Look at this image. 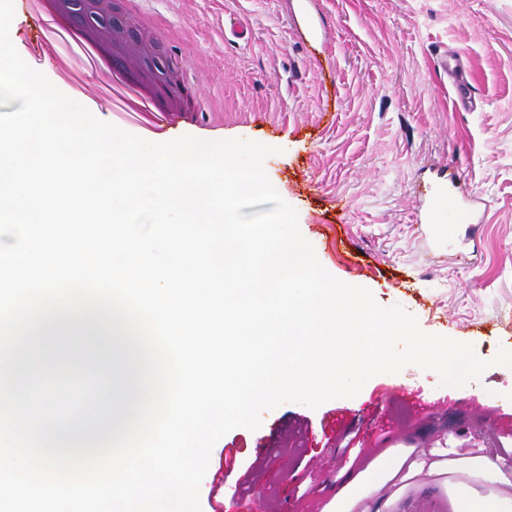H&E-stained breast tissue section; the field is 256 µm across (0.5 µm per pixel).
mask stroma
<instances>
[{
    "mask_svg": "<svg viewBox=\"0 0 512 512\" xmlns=\"http://www.w3.org/2000/svg\"><path fill=\"white\" fill-rule=\"evenodd\" d=\"M325 48L310 59L292 22V0H140L131 17L160 22L167 62L198 92L191 112L100 106L101 72L63 65L53 48L11 40L48 79L63 77L96 118L154 142L189 134L224 140L249 130L278 148L269 179L315 228L313 248L334 277L365 286L384 307L400 305L428 333L497 353L499 321L512 320V0H313ZM252 32L232 34L234 23ZM458 54L476 106L456 110L436 52ZM459 172L458 196L481 199L480 223L457 225L447 245L417 228L415 187L430 172ZM406 279L403 288L395 287ZM412 391L409 412L369 416L373 399ZM512 369L487 368L477 383L441 384L414 366L367 381L352 398L312 409L287 402L256 430L236 428L213 446L207 476L239 448L236 468L201 512H325L340 471L356 473L390 448L457 449L491 464L512 453ZM354 449L343 453L345 433Z\"/></svg>",
    "mask_w": 512,
    "mask_h": 512,
    "instance_id": "stroma-1",
    "label": "stroma"
}]
</instances>
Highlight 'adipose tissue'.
I'll list each match as a JSON object with an SVG mask.
<instances>
[{
    "label": "adipose tissue",
    "instance_id": "ef3b65f1",
    "mask_svg": "<svg viewBox=\"0 0 512 512\" xmlns=\"http://www.w3.org/2000/svg\"><path fill=\"white\" fill-rule=\"evenodd\" d=\"M461 467L489 482V489L482 493L468 485L449 483V473ZM427 478L444 484L452 512H512V479L492 467L487 458L452 454L416 457L408 448L385 451L348 480L337 491L332 512H370L369 495L385 488L391 491L388 505H396L407 490L419 487Z\"/></svg>",
    "mask_w": 512,
    "mask_h": 512
}]
</instances>
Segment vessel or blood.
<instances>
[{
  "instance_id": "obj_1",
  "label": "vessel or blood",
  "mask_w": 512,
  "mask_h": 512,
  "mask_svg": "<svg viewBox=\"0 0 512 512\" xmlns=\"http://www.w3.org/2000/svg\"><path fill=\"white\" fill-rule=\"evenodd\" d=\"M294 12L301 24L302 43L306 52L316 51L323 44V22L313 10L312 0H295ZM434 64L451 80L458 105L463 108L470 107L473 86L466 76L461 58L446 52L436 55ZM456 181L457 175L452 172L417 186L421 206L416 221L423 225L427 234L442 241L448 239L455 225L471 224L476 220L479 196H456L452 191Z\"/></svg>"
}]
</instances>
